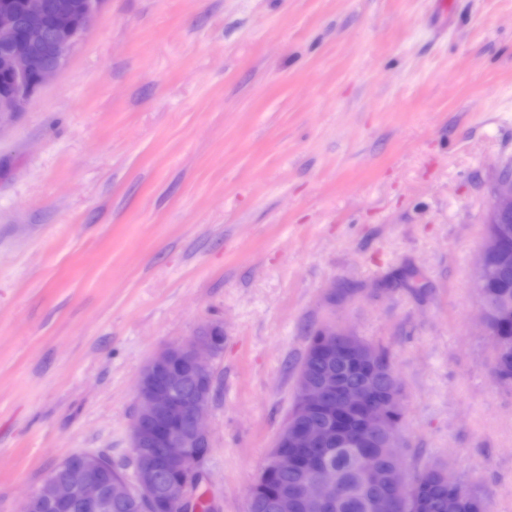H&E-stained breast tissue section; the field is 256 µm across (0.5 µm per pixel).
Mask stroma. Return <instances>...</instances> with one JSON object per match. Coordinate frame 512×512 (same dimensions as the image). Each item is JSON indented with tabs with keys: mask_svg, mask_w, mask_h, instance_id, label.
I'll return each instance as SVG.
<instances>
[{
	"mask_svg": "<svg viewBox=\"0 0 512 512\" xmlns=\"http://www.w3.org/2000/svg\"><path fill=\"white\" fill-rule=\"evenodd\" d=\"M512 169V0H102L0 120V512L129 451L163 345L221 324L202 486L245 512L310 332L402 382L404 474L512 512V390L473 286ZM329 331L325 336H328V340L332 341L336 338L338 342L342 336L345 340L350 342V353L353 355L348 358L354 366H363L367 361H370L373 357L375 350L377 355L374 359L375 368L370 366L368 371L350 372L344 374V379L349 383L353 384H366L368 381L374 383L382 391L387 392L390 388L394 387L401 391V382L395 371L391 369V357L387 349L381 346H366L360 343V337L345 328L330 326ZM337 336V337H336ZM340 343V342H338Z\"/></svg>",
	"mask_w": 512,
	"mask_h": 512,
	"instance_id": "35a3bbf8",
	"label": "stroma"
}]
</instances>
